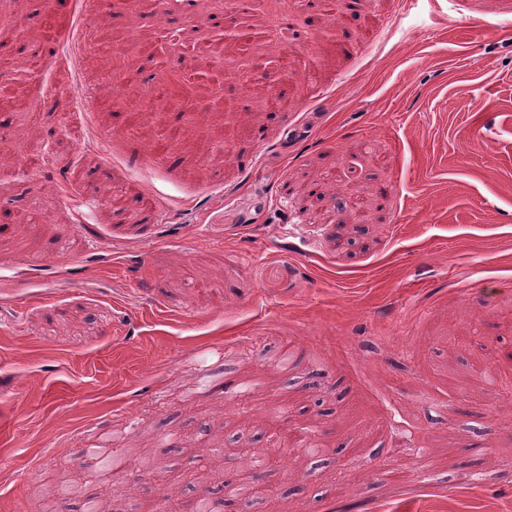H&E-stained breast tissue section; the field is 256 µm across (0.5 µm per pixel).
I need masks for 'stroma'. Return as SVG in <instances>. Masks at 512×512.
<instances>
[{"instance_id": "stroma-1", "label": "stroma", "mask_w": 512, "mask_h": 512, "mask_svg": "<svg viewBox=\"0 0 512 512\" xmlns=\"http://www.w3.org/2000/svg\"><path fill=\"white\" fill-rule=\"evenodd\" d=\"M211 12L0 0V512H512V0H257L200 83Z\"/></svg>"}]
</instances>
